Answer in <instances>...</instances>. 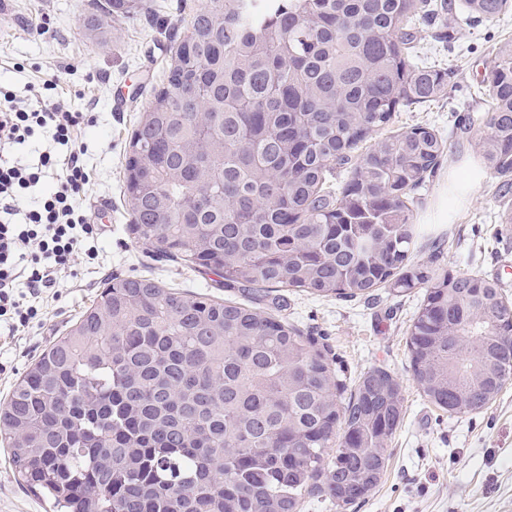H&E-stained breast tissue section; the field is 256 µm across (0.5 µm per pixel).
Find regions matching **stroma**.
Returning a JSON list of instances; mask_svg holds the SVG:
<instances>
[{"label": "stroma", "mask_w": 512, "mask_h": 512, "mask_svg": "<svg viewBox=\"0 0 512 512\" xmlns=\"http://www.w3.org/2000/svg\"><path fill=\"white\" fill-rule=\"evenodd\" d=\"M146 10L116 14L108 31L87 29L88 0H11L0 13V88L25 99L26 86L57 77V100L92 110L94 125L80 141L94 180L79 204L101 224L94 260L77 261L55 296L45 298L40 328L12 339L0 337V405L16 380L65 326L88 306L104 281L115 275L154 276L167 285L203 291L209 276L183 264L161 261L127 233L131 207L126 193L129 142L153 99L193 14L205 0H146ZM432 26L419 23L417 49L457 71L446 98L401 108L392 130L421 125L451 142L433 177L416 196L415 223L425 238H443L445 261L456 272L498 279L512 300V238L500 215L512 196L497 192L498 180L483 164L470 116L486 111L480 88L491 53L512 42V14L463 29L451 49L431 40ZM477 176L472 192L449 200V179ZM419 293L379 290L375 300L288 296L290 322L323 336L351 377L384 365L402 383L404 419L389 445L387 467L369 495L345 512H512V384L482 412L451 417L434 407L413 382L406 329ZM0 512H50L49 503L21 485L0 448Z\"/></svg>", "instance_id": "35a3bbf8"}]
</instances>
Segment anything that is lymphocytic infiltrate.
Returning <instances> with one entry per match:
<instances>
[{"label":"lymphocytic infiltrate","instance_id":"obj_1","mask_svg":"<svg viewBox=\"0 0 512 512\" xmlns=\"http://www.w3.org/2000/svg\"><path fill=\"white\" fill-rule=\"evenodd\" d=\"M56 86V79L44 80L23 107L11 94L0 97V334L9 337L39 322L40 300L99 235L78 204L92 178L79 137L94 115L61 106L52 96ZM38 131L50 146L37 163L10 161ZM51 173L53 190L22 207L23 197Z\"/></svg>","mask_w":512,"mask_h":512}]
</instances>
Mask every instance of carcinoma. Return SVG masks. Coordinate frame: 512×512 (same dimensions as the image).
I'll list each match as a JSON object with an SVG mask.
<instances>
[{
	"label": "carcinoma",
	"instance_id": "1",
	"mask_svg": "<svg viewBox=\"0 0 512 512\" xmlns=\"http://www.w3.org/2000/svg\"><path fill=\"white\" fill-rule=\"evenodd\" d=\"M431 0H206L131 141L137 244L219 278L253 306L111 277L0 407L18 481L54 512H301L378 484L403 421L383 366L352 380L280 315L288 291H422L407 328L413 381L451 416L512 381V303L499 281L421 257L414 197L450 150L427 127L374 135L448 95L420 57ZM512 0H459L469 23ZM126 13L105 0L99 13ZM481 158L512 193V43L481 80ZM209 112L206 123L200 110ZM374 143H369V140ZM347 172L336 189L333 179Z\"/></svg>",
	"mask_w": 512,
	"mask_h": 512
}]
</instances>
